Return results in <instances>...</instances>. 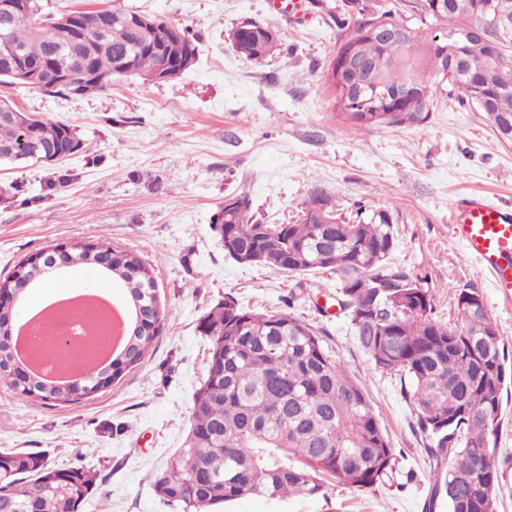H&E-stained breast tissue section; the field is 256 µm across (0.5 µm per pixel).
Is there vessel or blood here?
<instances>
[{
  "label": "vessel or blood",
  "mask_w": 512,
  "mask_h": 512,
  "mask_svg": "<svg viewBox=\"0 0 512 512\" xmlns=\"http://www.w3.org/2000/svg\"><path fill=\"white\" fill-rule=\"evenodd\" d=\"M450 224L464 252L495 286L512 288V208L481 195L460 196L450 208Z\"/></svg>",
  "instance_id": "obj_1"
}]
</instances>
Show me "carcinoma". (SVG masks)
Returning <instances> with one entry per match:
<instances>
[{
  "instance_id": "cac0c4a2",
  "label": "carcinoma",
  "mask_w": 512,
  "mask_h": 512,
  "mask_svg": "<svg viewBox=\"0 0 512 512\" xmlns=\"http://www.w3.org/2000/svg\"><path fill=\"white\" fill-rule=\"evenodd\" d=\"M24 10L0 44V84L47 93L84 96L112 81L135 76L144 84L164 66L190 57L198 61L196 37L167 22L172 30L159 48L134 29L135 12L114 5L72 10L82 31L61 36L59 14L44 11L42 0H24ZM397 8L376 10L369 0H341L331 12L341 31L333 60L352 50L373 71L370 83L353 93L338 84L335 108L344 119L371 116L370 125L421 124L431 112L432 93L422 78L428 72L451 86L456 99L487 115L497 137L512 143V0H403ZM488 23L493 38L470 42L465 32ZM241 56L257 60L279 46L277 31L246 21L228 33ZM40 69L36 82L13 73L18 58ZM72 79L59 82L58 76ZM0 163L39 162L33 149L50 148L63 156L80 150L74 129L45 119L24 123L0 118ZM336 229L312 224H261L248 197L226 217L224 253L234 261L255 250L264 264L288 273L328 270L336 276L337 303L357 332L374 366L403 376V393L417 412L418 425L431 440L434 463L426 510L494 512L498 469L494 462L502 420V393L512 384L496 327L488 334L474 326V313L457 297L459 321L448 326L435 317L429 291L390 266L397 245L393 218L385 209L354 222L335 216ZM112 279L128 291L155 287L146 263L110 247ZM301 251L303 264L289 255ZM211 337L207 376L194 395L192 421L184 447L155 477L156 491L183 512L249 496L289 498L314 495L330 479L363 490L393 470L395 453L367 393L321 345L317 333L288 313H261L229 297L199 323ZM155 334L129 328L126 344L131 368L148 351ZM28 388L12 385L32 400L69 403L73 390L55 381ZM97 472L72 466L62 472L38 451H0V512H83L97 483Z\"/></svg>"
}]
</instances>
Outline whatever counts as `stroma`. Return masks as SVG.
Segmentation results:
<instances>
[{"mask_svg":"<svg viewBox=\"0 0 512 512\" xmlns=\"http://www.w3.org/2000/svg\"><path fill=\"white\" fill-rule=\"evenodd\" d=\"M114 1L188 29L198 61L168 82L121 79L85 97L0 85V99L72 126L82 143L54 164L0 166V276L60 243L117 245L152 267L167 316L145 359L81 402L25 401L0 377V449L94 468L99 478L85 512H182L157 494L153 478L181 447L207 372L211 341L200 319L230 296L314 327L368 394L397 464L390 481L370 489L331 482L321 494L252 496L209 512H425L429 439L399 376L375 369L360 348L336 303L335 277L238 264L212 223L225 198L238 195L251 199L261 223H295L317 187L348 218L361 207L388 210L397 238L391 265L418 278L448 325L461 290L481 293L512 360V300L497 294L450 224L461 195L512 205V144L438 83L425 124L359 129L341 119L326 78L340 32L309 2L298 25L271 14L267 0H49L48 8ZM246 20L278 32L272 55L249 60L226 41ZM503 403L496 512H512V386Z\"/></svg>","mask_w":512,"mask_h":512,"instance_id":"35a3bbf8","label":"stroma"}]
</instances>
